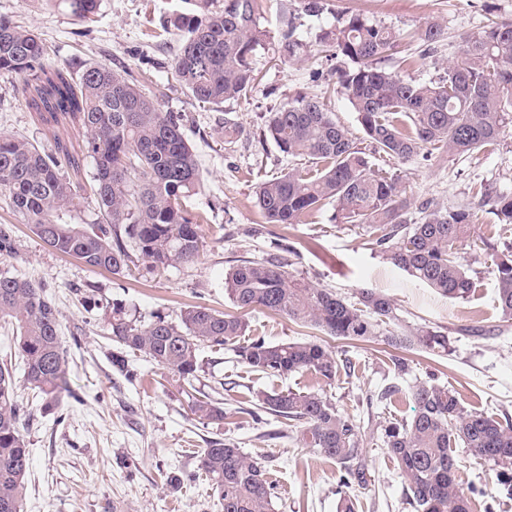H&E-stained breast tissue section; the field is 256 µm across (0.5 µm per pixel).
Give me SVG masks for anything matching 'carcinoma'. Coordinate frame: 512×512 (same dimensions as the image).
I'll return each instance as SVG.
<instances>
[{
    "mask_svg": "<svg viewBox=\"0 0 512 512\" xmlns=\"http://www.w3.org/2000/svg\"><path fill=\"white\" fill-rule=\"evenodd\" d=\"M261 0H194V9L170 18L183 44L169 62L181 86L204 104L237 101L257 81L255 63L270 54L288 65L308 55L297 17L283 13L277 34L260 23ZM71 12L86 19L100 0H68ZM412 37L435 51L445 29L430 22ZM401 41L392 28L369 22L360 13L336 17L319 42L335 48L345 65L336 69L371 151L400 162L430 147L463 156L512 136V21L496 22L465 39L462 56L436 78L420 82L378 66L384 53ZM39 38L12 17L0 14V74L32 81L37 112L77 119L86 148L95 160L93 192L103 222L68 224L63 211L78 206V194L65 175L68 155L41 151L32 142L0 132V195L22 215L31 231L56 251L92 268L119 273L129 268L132 252L153 269L195 261L203 248L200 223L184 202L200 186L196 156L182 131V116L161 109L122 73L104 65H84L71 83L60 69L43 65ZM242 134L232 111H224V145ZM263 137L289 157L307 156L322 168L313 175L291 169L260 183L256 205L270 224H302L326 202L336 204V220L358 224L386 262L452 299H466L475 287L471 269L460 261V246L470 237L477 213L469 205L441 206L426 201L423 217L408 219L414 199L397 177L376 173L366 150L339 124L318 97L298 93L269 113ZM482 205L499 223L512 227V194L493 185L481 188ZM497 299L512 319V250L495 254ZM226 291L244 311L256 308L308 323L346 341L385 336L396 348L448 350V336L426 324L397 326L395 308L372 291L350 302L326 288L289 276L279 260L244 261L226 275ZM12 326L24 381L57 408L69 391L67 352L59 333L60 314L43 286L0 267V322ZM112 339L123 353L112 365L131 375L125 353L141 355L184 382L196 378L204 347L234 348L249 367L269 376L310 371L334 380L350 364L316 342L270 344L261 338L237 345L248 324L240 317L192 305L176 324L157 315L144 321L112 304ZM414 402L409 420L384 428L386 452L399 470L415 512H471L457 482L451 448L461 444L480 460L512 463V423L505 424L465 409L452 390L430 376L402 390L389 386L380 402L397 394ZM291 422L296 439L340 464L343 486L366 482L355 463L360 447L356 420L340 412L324 394L255 393L254 410ZM203 420L220 422L224 410L210 398L193 401ZM30 409L19 400L8 366H0V512H23L29 451L24 435ZM199 470L210 481L224 512H272L271 487L264 466L234 443L212 441L199 453Z\"/></svg>",
    "mask_w": 512,
    "mask_h": 512,
    "instance_id": "obj_1",
    "label": "carcinoma"
}]
</instances>
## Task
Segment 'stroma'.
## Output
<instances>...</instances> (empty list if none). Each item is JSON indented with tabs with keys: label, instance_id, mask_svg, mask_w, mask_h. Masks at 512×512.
Listing matches in <instances>:
<instances>
[{
	"label": "stroma",
	"instance_id": "stroma-1",
	"mask_svg": "<svg viewBox=\"0 0 512 512\" xmlns=\"http://www.w3.org/2000/svg\"><path fill=\"white\" fill-rule=\"evenodd\" d=\"M317 16L300 12V0H261L260 21L275 29L284 10L297 12L299 32L310 43L309 59L288 66L257 59L259 80L230 107L198 103L168 67L181 40L166 28L167 18L191 9L190 0H101L94 19L75 17L66 0H0V14L29 28L46 48L47 68L104 64L127 74L157 95L163 110L184 116V135L195 151L202 173L197 194L186 201L201 223L204 248L191 263L150 270L143 259L115 274L86 266L45 244L0 196V225L11 228L15 250L6 259L19 275L45 286L61 312L60 336L70 362L69 396L61 415L32 405L24 434L29 469L23 512H223L198 470V452L215 440H229L265 466L273 485V512H337L341 469L314 449L301 447L287 421L270 415L253 419L247 410L260 391L324 393L360 425V458L368 482L349 489L358 512H413L406 488L383 446V428L408 418L413 405L404 388L435 374L464 407L498 421L512 422V319H504L496 299L490 246L512 241L488 208L480 204L482 186L512 192V137L466 156L431 154L402 163L385 154L371 155L374 169L400 176L415 203L436 199L448 206L476 207L479 221L473 236L489 247L462 245L460 255L475 272V289L465 300L433 292L383 260L360 227L338 223L334 204L327 203L302 224H269L255 204L261 181L288 169L311 170L306 157L284 155L262 138L266 117L295 93L325 97L337 121L352 137L363 133L335 71L342 66L334 48L318 44L323 29L345 12L362 13L370 22L403 33L427 22L443 25L446 36L437 50L422 55L419 43L404 39L383 68L419 81L442 73L456 59L466 36L494 21L512 19V0H326ZM31 85L22 76L0 77V131L37 141L41 149H68L67 172L81 197L71 224L99 216L91 191L95 164L85 146V132L71 118L43 119L30 106ZM243 130L232 149L224 147L225 113ZM279 256L290 276L318 288L354 297L360 289L384 294L403 323L428 324L447 333V351L416 348L404 351L408 363L398 374L391 361L395 350L382 338L330 341L345 353L350 369L333 384L307 371L268 377L238 362L233 351H203L202 368L193 383L179 381L142 357H130L135 378L112 366L119 345L112 339L104 307L122 303L148 320L162 315L179 321L190 305L235 313L224 280L241 261ZM247 339L271 344L326 340L320 329L286 316L256 309L246 311ZM388 386L400 393L390 403L376 395ZM209 397L224 409L221 422L199 419L195 399ZM457 480L471 498L473 512H512V489L500 482L504 465L475 460L465 448L454 450ZM179 476L180 486L169 484Z\"/></svg>",
	"mask_w": 512,
	"mask_h": 512
}]
</instances>
